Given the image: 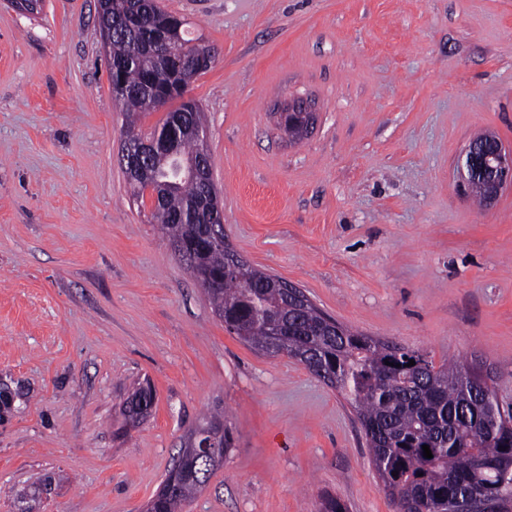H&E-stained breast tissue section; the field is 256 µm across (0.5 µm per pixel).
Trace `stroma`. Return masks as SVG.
<instances>
[{
	"instance_id": "35a3bbf8",
	"label": "stroma",
	"mask_w": 512,
	"mask_h": 512,
	"mask_svg": "<svg viewBox=\"0 0 512 512\" xmlns=\"http://www.w3.org/2000/svg\"><path fill=\"white\" fill-rule=\"evenodd\" d=\"M160 2L215 54L187 95L234 250L512 406V190L459 169L480 132L512 144V0ZM127 122L97 0H0V512H140L212 422L230 447L184 512H396L344 397L228 331L133 197ZM314 119L311 105L304 101L288 108L287 112L279 113V122L292 139L306 135Z\"/></svg>"
}]
</instances>
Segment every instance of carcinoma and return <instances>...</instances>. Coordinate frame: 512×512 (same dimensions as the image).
<instances>
[{
    "mask_svg": "<svg viewBox=\"0 0 512 512\" xmlns=\"http://www.w3.org/2000/svg\"><path fill=\"white\" fill-rule=\"evenodd\" d=\"M99 13L125 23L112 34V64L128 95L118 98L127 114L156 109L158 97L141 91L147 78L164 92L170 77L157 68V49L146 42L148 27L169 16L159 0H99ZM207 46L186 30L171 48L174 61L192 64ZM207 161L203 140L184 139L176 156L154 164L156 180L164 184L159 208L152 216L172 242L186 236L178 216L195 213L196 233L205 238L224 236L220 217L206 213L202 203L206 184L193 172V163ZM224 244L204 255L201 271L222 278L210 291L214 313L226 328L254 349L270 356L286 355L336 387L354 409L364 430L371 462L397 512H448L467 493L491 499L499 512H512V411H504L491 386L475 389L480 374L463 362L435 366L417 351L383 342L336 323L323 321L314 304L299 306L278 288L274 276L252 267L241 275L224 273ZM288 318V331L269 335L275 318ZM415 365H409V361ZM427 445L433 458L423 456ZM182 450L164 482L176 490L153 504L155 512H180L208 482ZM398 472L393 476L392 472Z\"/></svg>",
    "mask_w": 512,
    "mask_h": 512,
    "instance_id": "1",
    "label": "carcinoma"
}]
</instances>
